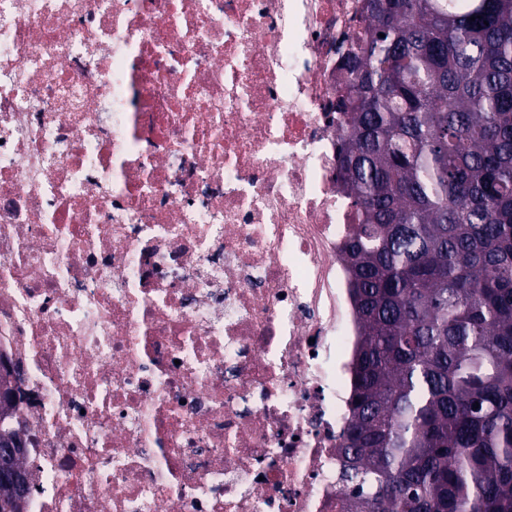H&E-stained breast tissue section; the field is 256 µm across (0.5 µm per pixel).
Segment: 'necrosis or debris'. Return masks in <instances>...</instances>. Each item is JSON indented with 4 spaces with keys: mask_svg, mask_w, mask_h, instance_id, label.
I'll return each instance as SVG.
<instances>
[{
    "mask_svg": "<svg viewBox=\"0 0 512 512\" xmlns=\"http://www.w3.org/2000/svg\"><path fill=\"white\" fill-rule=\"evenodd\" d=\"M366 0H0L26 512H347L338 67Z\"/></svg>",
    "mask_w": 512,
    "mask_h": 512,
    "instance_id": "4bbe7bcc",
    "label": "necrosis or debris"
}]
</instances>
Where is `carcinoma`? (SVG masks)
Returning <instances> with one entry per match:
<instances>
[{
  "instance_id": "1",
  "label": "carcinoma",
  "mask_w": 512,
  "mask_h": 512,
  "mask_svg": "<svg viewBox=\"0 0 512 512\" xmlns=\"http://www.w3.org/2000/svg\"><path fill=\"white\" fill-rule=\"evenodd\" d=\"M341 84L349 512H512V0H367Z\"/></svg>"
}]
</instances>
